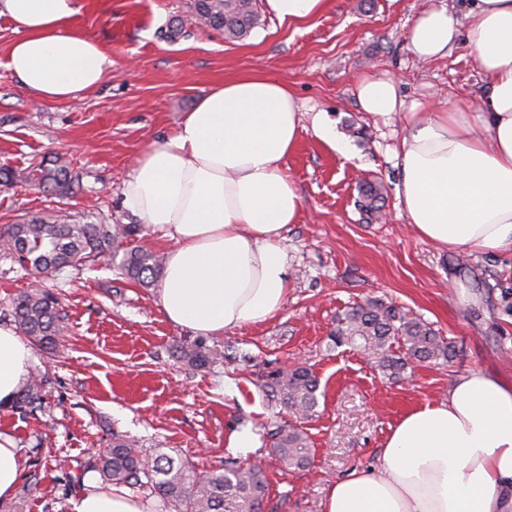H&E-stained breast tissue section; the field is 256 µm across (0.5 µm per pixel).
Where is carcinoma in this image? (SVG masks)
<instances>
[{
  "label": "carcinoma",
  "mask_w": 512,
  "mask_h": 512,
  "mask_svg": "<svg viewBox=\"0 0 512 512\" xmlns=\"http://www.w3.org/2000/svg\"><path fill=\"white\" fill-rule=\"evenodd\" d=\"M195 20L212 29L224 31L229 39L247 36L258 24L254 0H189ZM30 182L41 187L68 191L72 184L68 165L59 160H42L32 166ZM361 207L373 216L381 208L377 184L366 182L361 189ZM132 224H70L64 220L47 221L41 217L8 224L0 230V239L8 242V251L16 262L34 275L75 267L89 258L114 256L119 241L134 236ZM123 274L147 288L161 276L163 259L142 246L125 250L120 263ZM12 316L22 333L41 350L59 344L64 320L58 297L51 291L34 288L17 294L11 302ZM331 341L359 350L375 360L389 377H398L409 361H448L454 357L452 343L419 316L380 301L356 304L341 317L331 333ZM405 349L400 356L393 344ZM180 360L202 369L210 365L212 352L201 344L176 346ZM48 381L34 375L16 399L15 408L32 411L42 407ZM261 387L271 400L287 412L307 418L319 405L320 380L306 367L277 370L267 375ZM272 454L286 469L306 466L312 448L307 434L298 426L281 427L274 433ZM107 485L146 488L159 497L172 512H260L268 488V478L257 464L242 466L234 460L201 476L193 465L165 453L148 462L143 450L120 437L92 462Z\"/></svg>",
  "instance_id": "1"
}]
</instances>
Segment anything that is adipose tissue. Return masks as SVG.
Listing matches in <instances>:
<instances>
[{"label": "adipose tissue", "instance_id": "ef3b65f1", "mask_svg": "<svg viewBox=\"0 0 512 512\" xmlns=\"http://www.w3.org/2000/svg\"><path fill=\"white\" fill-rule=\"evenodd\" d=\"M78 0H0L20 37L8 67L43 101L96 88L108 51L73 26ZM466 24L448 7L417 14L407 29L421 59L447 55L464 37L488 82L479 106L420 110L395 79L363 77V111L408 112L395 152L399 208L420 238L446 250L512 251V0H471ZM302 106L263 72L227 80L152 143L123 183V204L162 233L160 304L171 323L205 336L266 321L283 306L282 232L302 198L285 170ZM34 352L0 325V405L25 385ZM71 512H150L123 490H88ZM323 512H512V381L481 370L460 374L447 400L417 407L391 428L371 470L336 480Z\"/></svg>", "mask_w": 512, "mask_h": 512}]
</instances>
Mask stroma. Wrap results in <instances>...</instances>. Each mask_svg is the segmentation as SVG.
<instances>
[{
	"instance_id": "obj_1",
	"label": "stroma",
	"mask_w": 512,
	"mask_h": 512,
	"mask_svg": "<svg viewBox=\"0 0 512 512\" xmlns=\"http://www.w3.org/2000/svg\"><path fill=\"white\" fill-rule=\"evenodd\" d=\"M463 15L466 0H328L308 21L282 25L269 15L241 40L200 31L188 0H79L75 27L99 41L112 66L92 91L65 101L28 93L7 66L18 34L0 16V166L13 169L0 186V228L21 218L71 216L95 224H138L129 245L164 252L160 233L139 225L122 204L123 183L139 154L173 134L196 101L224 80L262 71L285 82L303 106V129L286 161L302 210L288 225V292L270 319L221 336L170 323L158 287L122 275L119 260L34 277L0 251V324L10 303L34 281L57 293L65 313L59 346L35 351L32 373L49 380L44 408H0V431L21 450L22 478L0 512H70L92 455L121 437L149 454L192 461L198 471L226 459L257 462L268 476L262 512H323L328 486L376 465L391 427L407 411L447 400L453 380L471 369L512 379V254L444 251L420 240L402 215L394 153L408 115L364 112L357 84L368 75L395 78L406 102L424 107L459 97L478 102L487 80L465 40L447 57L422 61L406 31L428 7ZM183 23L175 41L172 18ZM322 115L347 148L338 155L312 127ZM62 157L75 178L69 194L26 183L31 168ZM380 182L386 214L371 219L358 206L359 184ZM368 299L412 310L450 340L447 361L417 362L397 380L368 356L329 339L338 317ZM203 344L218 360L204 369L181 362L178 345ZM306 366L325 396L302 421L313 452L308 468L286 469L271 453L272 435L288 414L259 387L269 372ZM259 445L229 447L235 432Z\"/></svg>"
}]
</instances>
